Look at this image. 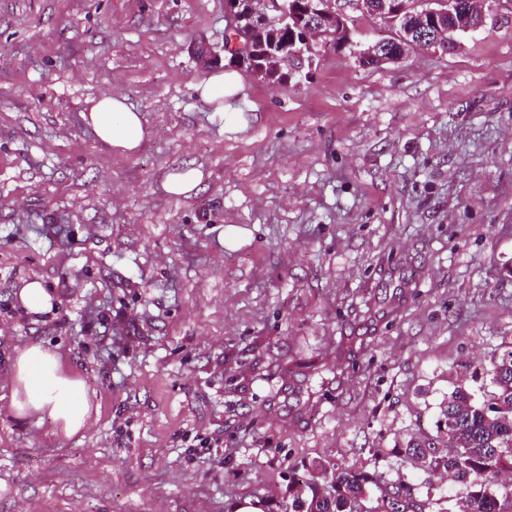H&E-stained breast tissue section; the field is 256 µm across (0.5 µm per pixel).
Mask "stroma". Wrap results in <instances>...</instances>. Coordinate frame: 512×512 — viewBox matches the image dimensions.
Returning <instances> with one entry per match:
<instances>
[{"instance_id": "1", "label": "stroma", "mask_w": 512, "mask_h": 512, "mask_svg": "<svg viewBox=\"0 0 512 512\" xmlns=\"http://www.w3.org/2000/svg\"><path fill=\"white\" fill-rule=\"evenodd\" d=\"M224 26V0H0V356L55 349L100 404L67 438L0 379V512H293L313 461L453 493L393 451L512 347V0L453 50L330 44L282 87ZM201 43L242 82L221 113ZM103 93L138 153L82 122ZM82 117L100 141L123 153L137 151L148 134L140 112L120 94L101 95ZM200 183V178L195 169L171 174L164 183V189L172 194H185L193 191ZM18 300L27 314L42 315L51 311L53 296L39 279L25 282L18 292Z\"/></svg>"}]
</instances>
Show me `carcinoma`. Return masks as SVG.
Wrapping results in <instances>:
<instances>
[{
	"label": "carcinoma",
	"instance_id": "cac0c4a2",
	"mask_svg": "<svg viewBox=\"0 0 512 512\" xmlns=\"http://www.w3.org/2000/svg\"><path fill=\"white\" fill-rule=\"evenodd\" d=\"M493 391L483 402L461 383L443 400L436 432L422 434L397 449L400 465L440 474L457 487L458 510L436 512H512V484L498 482L512 474V349L492 361ZM324 487L295 500L296 512H395V497L416 507L414 488L388 482L382 473L343 463H317Z\"/></svg>",
	"mask_w": 512,
	"mask_h": 512
}]
</instances>
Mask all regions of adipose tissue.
<instances>
[{
    "instance_id": "adipose-tissue-1",
    "label": "adipose tissue",
    "mask_w": 512,
    "mask_h": 512,
    "mask_svg": "<svg viewBox=\"0 0 512 512\" xmlns=\"http://www.w3.org/2000/svg\"><path fill=\"white\" fill-rule=\"evenodd\" d=\"M83 118L100 141L124 153L137 151L147 136L140 113L120 94L101 95ZM4 376L11 386L10 412L49 418L55 433L65 437L86 430L98 410L83 381L66 371L58 353L42 345L10 358Z\"/></svg>"
}]
</instances>
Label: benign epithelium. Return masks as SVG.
Instances as JSON below:
<instances>
[{
	"mask_svg": "<svg viewBox=\"0 0 512 512\" xmlns=\"http://www.w3.org/2000/svg\"><path fill=\"white\" fill-rule=\"evenodd\" d=\"M339 0H302L294 10L277 8V14L269 13L270 2H263L264 9L250 13L251 24L247 31L232 28L228 31L229 49L237 51V58H243L251 48L245 46L249 40V34L267 30L273 23L293 22L296 32L292 33L291 44H281L271 49L264 50L260 58L257 75L262 76L268 72V67L280 64V58L304 59V54H318L320 31L325 27L336 25L347 26L349 16L346 9L353 11H365V0H344V5H337ZM496 0H477L472 4L476 23L461 29L459 35H465L477 31L488 19ZM465 8L462 0H387L377 18L394 25L399 17L423 18L430 17L435 24L441 20ZM458 45V39L450 37L438 38L433 42L425 43V38H414L409 30H400L388 41L376 44H364L362 49L355 52L357 62L367 67L373 62L388 63L403 59L411 49H431L447 51Z\"/></svg>",
	"mask_w": 512,
	"mask_h": 512,
	"instance_id": "1",
	"label": "benign epithelium"
}]
</instances>
